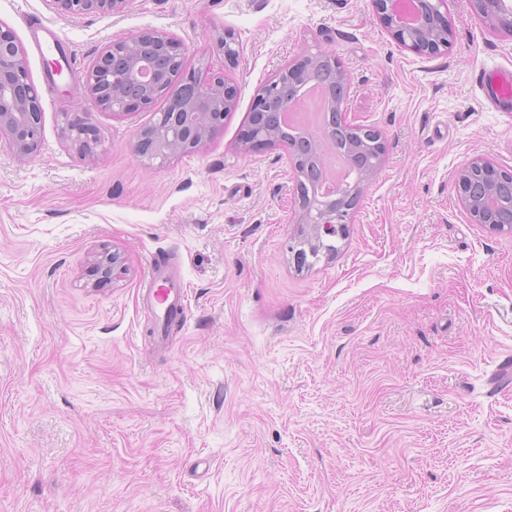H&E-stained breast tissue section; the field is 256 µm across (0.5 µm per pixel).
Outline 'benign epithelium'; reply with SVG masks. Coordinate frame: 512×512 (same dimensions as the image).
Returning a JSON list of instances; mask_svg holds the SVG:
<instances>
[{
	"label": "benign epithelium",
	"mask_w": 512,
	"mask_h": 512,
	"mask_svg": "<svg viewBox=\"0 0 512 512\" xmlns=\"http://www.w3.org/2000/svg\"><path fill=\"white\" fill-rule=\"evenodd\" d=\"M70 14L93 12L120 13L128 0H52ZM383 24L396 43L419 55H435L448 50L453 36L448 18L447 0H411L415 20L402 21L405 0H372ZM482 14L512 27V10L504 0H471ZM216 50L225 59L240 54L236 37L224 32L214 37ZM320 62H327L337 72L342 85H348L347 73L328 51L303 54L284 67L272 81L262 86L252 107L256 133L251 145L283 147L296 174L295 205L298 223L308 224L315 233L343 236L346 229L345 209L351 197L360 191L369 174L359 172L351 183L336 189L332 199L307 187L306 171L312 162L311 143L336 147L333 130L297 140H280L264 127L261 117L273 110L279 99L292 97L301 81ZM86 90L98 106L123 115L140 107L151 106L161 95L167 106L150 127L153 146L145 150L144 139L138 151L148 159L168 160L176 153L193 152L218 131L224 116L234 106L237 89L224 75L206 67H186V48L176 37L159 31H146L109 44L84 76ZM68 138L83 151L92 148L94 130L80 118L67 121ZM7 135L20 156L34 154L41 137V111L38 94L23 58V49L14 32L0 25V135ZM459 199L474 224L492 231L512 233V224H502L499 207H490L479 199L481 189L507 183L512 187V170L488 161L476 160L457 170L454 177ZM102 277L116 278L123 273L120 257L102 252L96 259Z\"/></svg>",
	"instance_id": "obj_1"
}]
</instances>
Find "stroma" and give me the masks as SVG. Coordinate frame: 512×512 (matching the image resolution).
<instances>
[{"label": "stroma", "instance_id": "1", "mask_svg": "<svg viewBox=\"0 0 512 512\" xmlns=\"http://www.w3.org/2000/svg\"><path fill=\"white\" fill-rule=\"evenodd\" d=\"M448 14L449 51L419 56L372 0H0L42 125L28 158L0 137V512H512V234L472 223L454 183L476 158L512 169V112L480 81L512 69V29L472 0ZM151 29L238 88L222 129L163 163L135 143L165 97L115 116L84 87L106 45ZM320 50L386 157L335 253L301 263L288 155L240 136L257 90ZM102 251L125 272L98 284ZM156 268L187 290L163 347L141 295ZM58 8L70 14L93 12L116 14L123 11L128 0H53ZM66 131L68 138L78 145L80 150L88 151L92 148L95 142L94 130L80 118L74 116V118L68 119Z\"/></svg>", "mask_w": 512, "mask_h": 512}]
</instances>
